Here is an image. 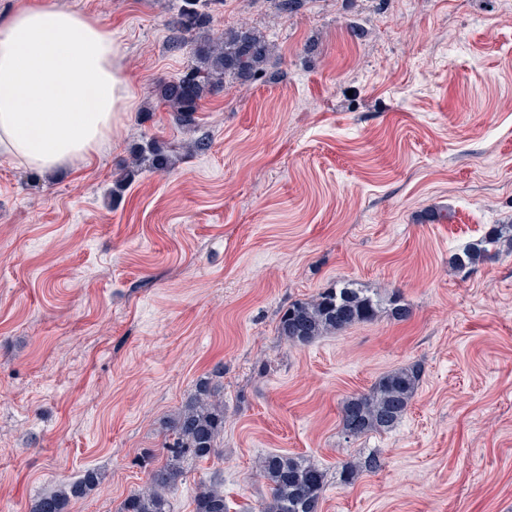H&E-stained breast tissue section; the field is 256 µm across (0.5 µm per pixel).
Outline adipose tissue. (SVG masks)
Segmentation results:
<instances>
[{"label": "adipose tissue", "instance_id": "obj_1", "mask_svg": "<svg viewBox=\"0 0 512 512\" xmlns=\"http://www.w3.org/2000/svg\"><path fill=\"white\" fill-rule=\"evenodd\" d=\"M118 54L79 11L30 5L0 21V155L50 172L97 153L131 100Z\"/></svg>", "mask_w": 512, "mask_h": 512}]
</instances>
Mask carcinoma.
I'll use <instances>...</instances> for the list:
<instances>
[{
    "mask_svg": "<svg viewBox=\"0 0 512 512\" xmlns=\"http://www.w3.org/2000/svg\"><path fill=\"white\" fill-rule=\"evenodd\" d=\"M223 0H181L170 21L173 47L191 45L193 63L182 76L163 82L158 88L162 105L176 122L187 128L196 126L195 114L206 97L224 89L231 78L251 84L266 75L274 45L254 28L240 26L221 33L212 32L213 12ZM176 155L164 143L150 139L137 147L130 162L119 170L112 193L119 195L144 170L167 171ZM512 250V224H495L482 237L454 254L460 271L469 272L494 256L492 249ZM396 321L411 315V308L398 293L382 301L377 294L352 283L335 284L307 300H295L280 313L276 332L291 346H305L359 323L371 322L380 311ZM422 368L414 363L381 376L366 392L347 398L340 410L342 433L359 438L373 432L393 430L408 410L421 380ZM163 443L164 462L149 472L146 487L128 496L119 512H169L167 494L183 475L188 461L213 455L224 432V403L217 398L211 382L199 383L196 392L166 423ZM377 455L351 461L342 467L343 481L352 482L360 472L375 473L382 468ZM260 471L270 488V501L264 512H318L325 486L324 472L301 456L270 454ZM101 477L88 470L67 487L41 495L31 512H70L72 501L88 495ZM195 512H226L224 492L214 484L200 489L195 497Z\"/></svg>",
    "mask_w": 512,
    "mask_h": 512,
    "instance_id": "obj_1",
    "label": "carcinoma"
}]
</instances>
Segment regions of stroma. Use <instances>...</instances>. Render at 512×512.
Masks as SVG:
<instances>
[{"instance_id": "1", "label": "stroma", "mask_w": 512, "mask_h": 512, "mask_svg": "<svg viewBox=\"0 0 512 512\" xmlns=\"http://www.w3.org/2000/svg\"><path fill=\"white\" fill-rule=\"evenodd\" d=\"M119 45L132 101L86 164L46 174L0 157V512L101 475L70 512H117L161 461L162 430L210 380L218 453L186 465L170 512L217 482L261 512L272 452L323 469L319 512H512V253L453 255L512 224V0H224L213 28L275 45L263 81L175 123L154 95L180 77L176 0H50ZM207 136L206 152L188 150ZM175 148L120 199V165ZM354 282L412 309L292 347L288 303ZM423 369L391 431L348 438L343 401ZM221 376H213L216 364ZM370 454L382 468L339 480ZM172 152L173 150H168L164 143L155 139H150L143 146L137 147L130 162L117 173L112 194L120 195L144 170L171 169L176 162V155ZM505 246L512 251V224H494L482 237L472 240L465 248L454 254L453 261L459 271L469 272L492 259V249Z\"/></svg>"}]
</instances>
